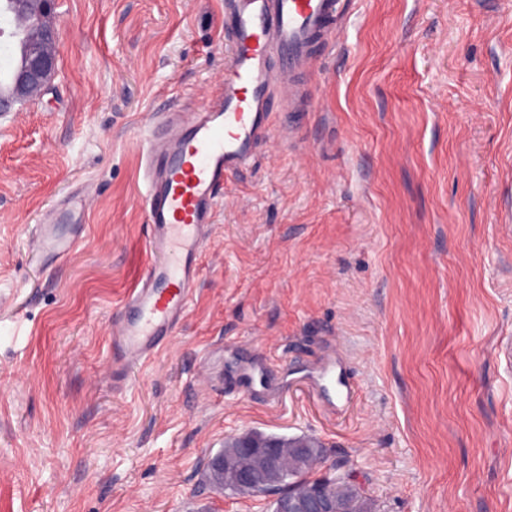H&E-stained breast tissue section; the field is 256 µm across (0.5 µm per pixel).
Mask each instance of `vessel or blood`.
<instances>
[{
  "label": "vessel or blood",
  "instance_id": "b4317fda",
  "mask_svg": "<svg viewBox=\"0 0 512 512\" xmlns=\"http://www.w3.org/2000/svg\"><path fill=\"white\" fill-rule=\"evenodd\" d=\"M340 13L339 0H224L228 52L219 95L201 112L178 107L164 113L167 135L147 146L142 201L150 260L112 332L115 362L144 363L183 321L220 190L250 164L272 130L273 113L293 104L292 75L314 66L313 46L338 40ZM30 246L54 259L74 243L41 224ZM343 364L336 353L320 364L321 392H328Z\"/></svg>",
  "mask_w": 512,
  "mask_h": 512
}]
</instances>
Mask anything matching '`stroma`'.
<instances>
[{"mask_svg": "<svg viewBox=\"0 0 512 512\" xmlns=\"http://www.w3.org/2000/svg\"><path fill=\"white\" fill-rule=\"evenodd\" d=\"M342 15L303 111L225 185L185 319L118 370L145 134L217 94L224 0H58L57 76L0 115V512H270L206 483L249 430L317 439L377 512H512V0ZM80 198L71 256H35ZM335 346L332 409L309 373ZM247 362L269 391H243Z\"/></svg>", "mask_w": 512, "mask_h": 512, "instance_id": "35a3bbf8", "label": "stroma"}]
</instances>
